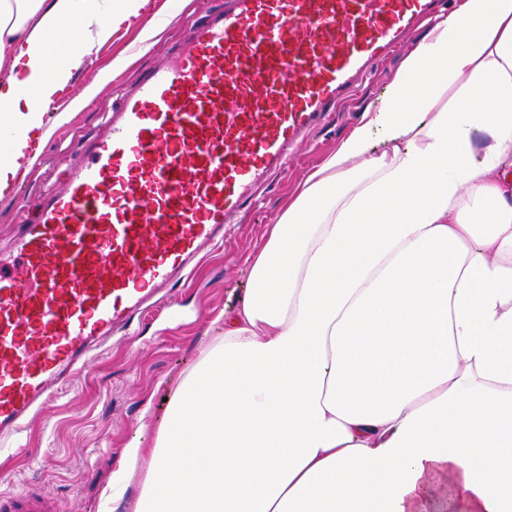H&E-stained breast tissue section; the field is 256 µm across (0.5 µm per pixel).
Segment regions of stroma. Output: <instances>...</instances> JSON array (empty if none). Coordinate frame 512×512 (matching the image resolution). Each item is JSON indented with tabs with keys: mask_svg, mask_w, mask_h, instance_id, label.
<instances>
[{
	"mask_svg": "<svg viewBox=\"0 0 512 512\" xmlns=\"http://www.w3.org/2000/svg\"><path fill=\"white\" fill-rule=\"evenodd\" d=\"M153 2L158 21L165 24L158 41L141 50L137 24L115 34L94 48L91 62L75 74L67 96L50 107L53 115L67 111L71 97L94 85L114 58L133 56V63L81 111L70 113L65 123H48L39 163L0 199V248L9 245L24 201L36 198L45 188L64 187L66 172L76 162L72 143L103 132L124 83L162 64L171 42L187 26L202 20L208 8L222 6L224 0H191L183 8L173 6L171 0ZM427 29V24H420L407 37L401 54L358 82L330 124L294 147L287 170L269 180L254 207L231 226L223 247L211 252L186 281L175 285L165 305L113 336L88 372L27 425L13 449L0 452V491L30 487L47 498L55 512H99L101 489L124 449L140 434L143 410H150L154 421H161L166 399L206 342L211 321L245 293L247 263L262 246L270 224L276 222L308 172L360 122L365 108L377 104L405 54Z\"/></svg>",
	"mask_w": 512,
	"mask_h": 512,
	"instance_id": "1",
	"label": "stroma"
}]
</instances>
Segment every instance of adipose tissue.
<instances>
[{
  "label": "adipose tissue",
  "instance_id": "ef3b65f1",
  "mask_svg": "<svg viewBox=\"0 0 512 512\" xmlns=\"http://www.w3.org/2000/svg\"><path fill=\"white\" fill-rule=\"evenodd\" d=\"M151 0H0V195ZM512 512V0H462L310 172L101 492L117 512Z\"/></svg>",
  "mask_w": 512,
  "mask_h": 512
}]
</instances>
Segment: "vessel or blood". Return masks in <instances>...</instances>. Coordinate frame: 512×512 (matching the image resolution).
I'll list each match as a JSON object with an SVG mask.
<instances>
[{
  "label": "vessel or blood",
  "mask_w": 512,
  "mask_h": 512,
  "mask_svg": "<svg viewBox=\"0 0 512 512\" xmlns=\"http://www.w3.org/2000/svg\"><path fill=\"white\" fill-rule=\"evenodd\" d=\"M444 0H228L140 74L0 251V442L223 244L362 77ZM0 512H53L35 492Z\"/></svg>",
  "instance_id": "1"
}]
</instances>
